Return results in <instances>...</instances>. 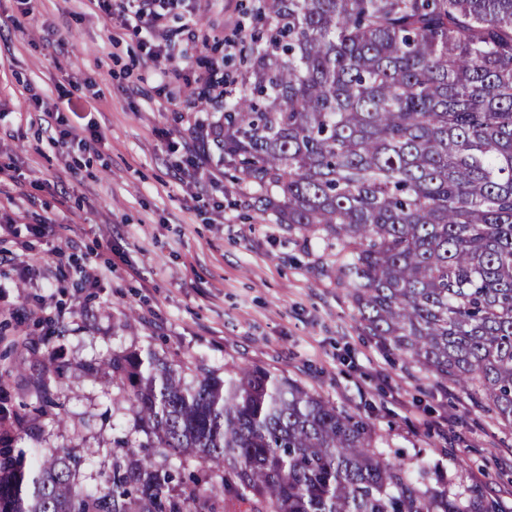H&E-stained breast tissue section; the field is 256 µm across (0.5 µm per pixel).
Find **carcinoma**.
<instances>
[{"label": "carcinoma", "mask_w": 512, "mask_h": 512, "mask_svg": "<svg viewBox=\"0 0 512 512\" xmlns=\"http://www.w3.org/2000/svg\"><path fill=\"white\" fill-rule=\"evenodd\" d=\"M271 32L211 142L254 205L336 257L362 332L512 427V0H263ZM137 415L102 486L18 447L58 403L0 401V512H494L377 448L363 420L259 367L186 381L101 360ZM163 464L155 463V456ZM196 462L190 482L176 479Z\"/></svg>", "instance_id": "cac0c4a2"}]
</instances>
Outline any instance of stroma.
Masks as SVG:
<instances>
[{"mask_svg":"<svg viewBox=\"0 0 512 512\" xmlns=\"http://www.w3.org/2000/svg\"><path fill=\"white\" fill-rule=\"evenodd\" d=\"M259 0H157L168 47L98 0H0V379L13 404L45 371L58 415L34 420L41 447L88 457L103 484L112 439L134 413L87 365L153 350L216 376L259 366L360 415L376 447L424 458L467 498L512 512V428L458 389L362 335L350 298L324 269L323 245L250 205L216 152L198 164L211 60L248 66ZM83 142L53 145L61 129ZM65 232L40 236L44 222ZM99 273L84 283L80 270Z\"/></svg>","mask_w":512,"mask_h":512,"instance_id":"stroma-1","label":"stroma"}]
</instances>
